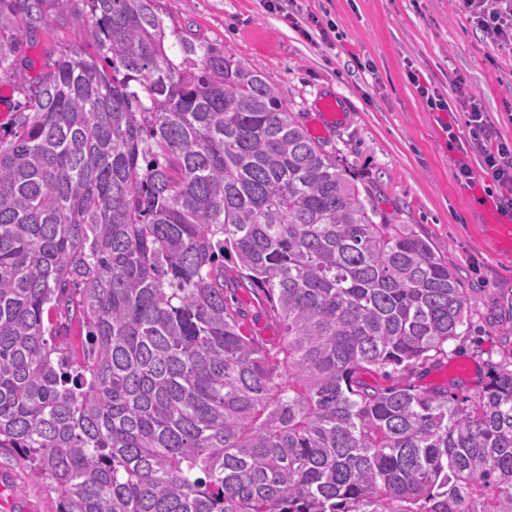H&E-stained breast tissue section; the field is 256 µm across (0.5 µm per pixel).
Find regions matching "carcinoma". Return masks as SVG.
Listing matches in <instances>:
<instances>
[{
  "instance_id": "carcinoma-1",
  "label": "carcinoma",
  "mask_w": 512,
  "mask_h": 512,
  "mask_svg": "<svg viewBox=\"0 0 512 512\" xmlns=\"http://www.w3.org/2000/svg\"><path fill=\"white\" fill-rule=\"evenodd\" d=\"M157 2L0 0V448L60 512H512V305L473 395L404 380L458 336L459 278ZM226 292L229 302L247 315V322L256 336L269 341L279 336L277 324L265 313L268 304L261 292L251 291L249 288H229Z\"/></svg>"
}]
</instances>
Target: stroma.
I'll list each match as a JSON object with an SVG mask.
<instances>
[{
  "mask_svg": "<svg viewBox=\"0 0 512 512\" xmlns=\"http://www.w3.org/2000/svg\"><path fill=\"white\" fill-rule=\"evenodd\" d=\"M303 13L332 22V44L311 43L271 13L266 0H161L165 21L196 34L259 72L288 99L308 131L320 95L341 96L347 120L323 134L329 151L372 193L392 224H410L454 269L469 300L448 355L413 373L418 388L474 394L502 360L497 321L512 297V255L498 252L481 221L482 183L461 185L446 125L468 139L461 112H431L407 78L448 91L461 80L512 140V57L476 33L454 0H298ZM368 71L358 70L357 62ZM228 300L256 335L272 341L277 324L259 291L232 288ZM47 481L35 479L13 448H0V512H58Z\"/></svg>",
  "mask_w": 512,
  "mask_h": 512,
  "instance_id": "1",
  "label": "stroma"
}]
</instances>
